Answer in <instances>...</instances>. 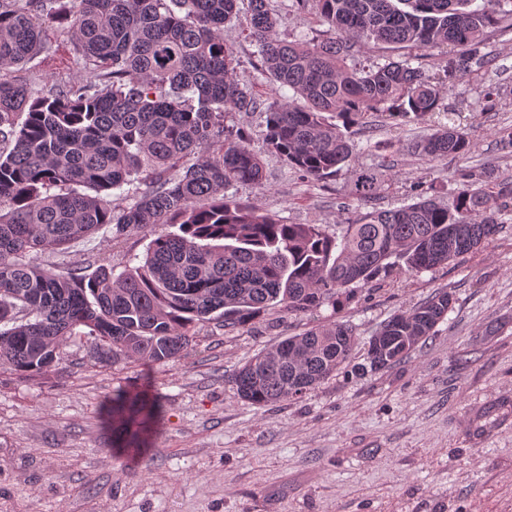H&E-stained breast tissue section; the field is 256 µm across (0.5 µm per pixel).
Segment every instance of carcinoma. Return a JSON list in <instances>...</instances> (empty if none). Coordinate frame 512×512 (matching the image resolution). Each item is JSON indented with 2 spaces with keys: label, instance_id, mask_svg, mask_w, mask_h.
<instances>
[{
  "label": "carcinoma",
  "instance_id": "1",
  "mask_svg": "<svg viewBox=\"0 0 512 512\" xmlns=\"http://www.w3.org/2000/svg\"><path fill=\"white\" fill-rule=\"evenodd\" d=\"M0 0V72L41 54L55 32L73 47L90 82L42 89L0 79V366L41 377L75 338L93 340L114 364L165 362L187 351L212 320L239 329L277 307L313 313L351 301L358 285L396 268L432 270L462 258L499 232L495 217L512 186L493 191L464 179L452 201L418 195L331 230L284 224L231 189L263 188L261 157L232 112L266 115L267 150L302 179L325 183L348 171L353 199L377 195L374 169L354 167L351 129L381 113L395 125L425 122L443 109L441 90L488 69L487 31L503 0H295L314 7L332 41L279 36L267 0ZM240 23L261 70L293 97L257 100L237 79L224 27ZM370 41L415 51L399 61L347 64ZM448 48L440 72L414 62ZM467 129L441 125L415 146L432 162L463 157ZM119 191L133 200L113 202ZM176 224L144 261L116 275L101 267L54 272L22 262L32 250H61L107 228L114 237ZM455 232L448 233V227ZM451 297L439 292L390 317L369 341L382 367L407 359L434 335ZM292 353L261 352L232 377L255 406L296 399L348 363L349 325L332 320L288 338ZM154 411L137 390L112 391V427L133 442Z\"/></svg>",
  "mask_w": 512,
  "mask_h": 512
}]
</instances>
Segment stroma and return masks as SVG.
I'll return each mask as SVG.
<instances>
[{"label":"stroma","mask_w":512,"mask_h":512,"mask_svg":"<svg viewBox=\"0 0 512 512\" xmlns=\"http://www.w3.org/2000/svg\"><path fill=\"white\" fill-rule=\"evenodd\" d=\"M269 8L282 38L333 35L293 0H269ZM224 42L256 99L289 96L258 70L241 25L226 26ZM485 50L493 67L443 95L471 129L463 158L431 163L414 151L430 123L394 126L373 115L354 135L356 164L382 173L372 209L411 203L419 181L437 187L445 203L463 173L512 183V148L499 139L512 129V25L489 32ZM79 74L70 43L54 35L47 51L7 77L41 88ZM492 83L502 100L486 111L482 95ZM227 122L249 133L265 165V187L237 188L242 200L287 224L333 227L359 213L348 174L307 182L268 153L261 113H232ZM376 141L393 148L370 150ZM498 221L501 232L463 259L422 273L393 271L350 303L314 315L276 309L234 331L211 322L175 360L115 366L78 338L45 378L0 368V512H512V200ZM152 238L148 229L119 238L102 230L25 260L119 273L140 264ZM439 291L453 303L435 336L404 363L367 370V343L381 325ZM331 318L357 338L350 365L294 401L258 407L239 396L235 370ZM118 388L145 391L160 404L158 423L139 438L144 454L131 462L106 415Z\"/></svg>","instance_id":"35a3bbf8"}]
</instances>
